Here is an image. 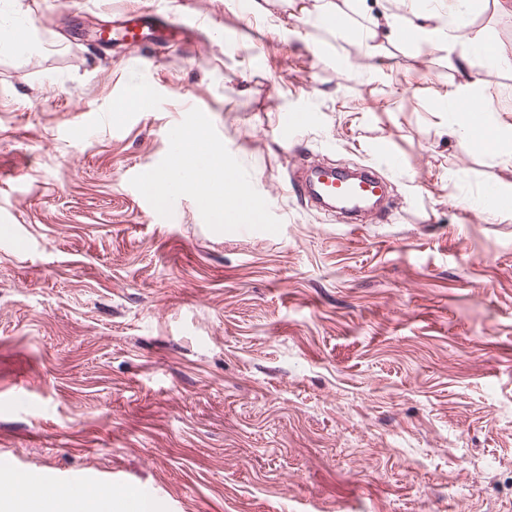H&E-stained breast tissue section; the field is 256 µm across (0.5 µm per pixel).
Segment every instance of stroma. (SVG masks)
<instances>
[{"label":"stroma","mask_w":512,"mask_h":512,"mask_svg":"<svg viewBox=\"0 0 512 512\" xmlns=\"http://www.w3.org/2000/svg\"><path fill=\"white\" fill-rule=\"evenodd\" d=\"M401 8L351 0L339 34L233 0H0L32 42L0 54V481L151 487L157 512H512V141L446 134L464 79L375 26ZM129 9L203 28L99 45ZM465 13L512 43L492 0ZM482 78L512 127V67ZM140 83L150 107L124 108ZM287 112L310 115L292 141ZM181 129L267 223L148 203ZM313 161L374 166L382 216L308 207L285 181Z\"/></svg>","instance_id":"stroma-1"}]
</instances>
